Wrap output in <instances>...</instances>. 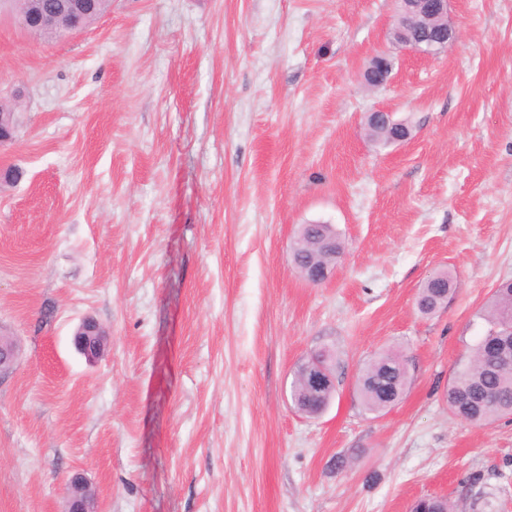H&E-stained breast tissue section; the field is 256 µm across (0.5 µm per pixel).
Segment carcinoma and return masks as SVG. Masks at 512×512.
<instances>
[{
    "label": "carcinoma",
    "instance_id": "obj_1",
    "mask_svg": "<svg viewBox=\"0 0 512 512\" xmlns=\"http://www.w3.org/2000/svg\"><path fill=\"white\" fill-rule=\"evenodd\" d=\"M74 18L62 16L51 34H36L44 41H53L68 33ZM370 137L384 144L391 143L403 134L399 124L391 127L367 124ZM323 226L303 224L299 227L293 245V263L299 273H304L326 261L327 252L322 242ZM454 291V278L449 271L430 275L416 299V308L423 315L440 309ZM489 324L483 336L472 349L469 361L457 371L448 384L446 401L449 411L461 420L489 425L496 420L512 416V365L499 362L503 355L512 359V280L495 290L485 309ZM303 366H298L291 385V397L311 413L326 405L330 394L312 397L302 380ZM410 380L408 360L397 350L381 352L370 359L359 371L357 390L362 405L369 413L380 414L398 404L406 394ZM412 512H450L448 501L435 498L417 501Z\"/></svg>",
    "mask_w": 512,
    "mask_h": 512
}]
</instances>
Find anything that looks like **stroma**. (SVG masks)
<instances>
[{
	"instance_id": "stroma-1",
	"label": "stroma",
	"mask_w": 512,
	"mask_h": 512,
	"mask_svg": "<svg viewBox=\"0 0 512 512\" xmlns=\"http://www.w3.org/2000/svg\"><path fill=\"white\" fill-rule=\"evenodd\" d=\"M448 13L429 57L391 45L395 0H111L50 42L0 13V168L24 172L0 186V512H64L76 475L100 512H512V420L444 399L512 279V0ZM377 109L411 139L372 141ZM316 221L344 254L312 285L291 245ZM438 270L457 287L424 317ZM322 346L309 418L290 387ZM387 349L411 384L375 415L355 378ZM76 349L88 360L97 358L105 346V336L101 328L92 320H84L74 333ZM301 363L296 372L291 385V400L294 398L295 402L300 406L309 410L310 413H317L321 408L326 405L330 394L326 393L322 396L311 397V394L317 395L329 388L331 385L336 389V375L334 369L322 362L320 358L312 355L310 358V365L304 371V379L307 384L308 390L302 380V370L306 362Z\"/></svg>"
}]
</instances>
